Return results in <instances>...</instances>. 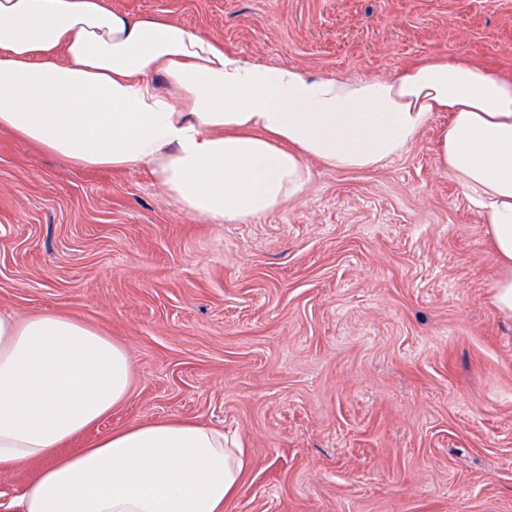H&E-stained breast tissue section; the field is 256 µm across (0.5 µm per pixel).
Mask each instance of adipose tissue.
Instances as JSON below:
<instances>
[{
    "label": "adipose tissue",
    "mask_w": 512,
    "mask_h": 512,
    "mask_svg": "<svg viewBox=\"0 0 512 512\" xmlns=\"http://www.w3.org/2000/svg\"><path fill=\"white\" fill-rule=\"evenodd\" d=\"M434 124L512 318V77L427 55L392 77L329 78L107 0H0V129L80 167L146 169L208 224L256 223L316 168L378 169ZM131 373L126 349L76 318L0 314V473L40 464L10 512H224L249 460L223 431L158 420L63 453L128 399Z\"/></svg>",
    "instance_id": "obj_1"
}]
</instances>
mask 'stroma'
I'll return each mask as SVG.
<instances>
[{
  "instance_id": "1",
  "label": "stroma",
  "mask_w": 512,
  "mask_h": 512,
  "mask_svg": "<svg viewBox=\"0 0 512 512\" xmlns=\"http://www.w3.org/2000/svg\"><path fill=\"white\" fill-rule=\"evenodd\" d=\"M271 66L391 77L441 54L512 76V0H109ZM436 128L373 171L318 169L255 224H208L143 169L0 130V312L76 316L129 353L74 447L179 419L250 460L224 512H512V320Z\"/></svg>"
}]
</instances>
